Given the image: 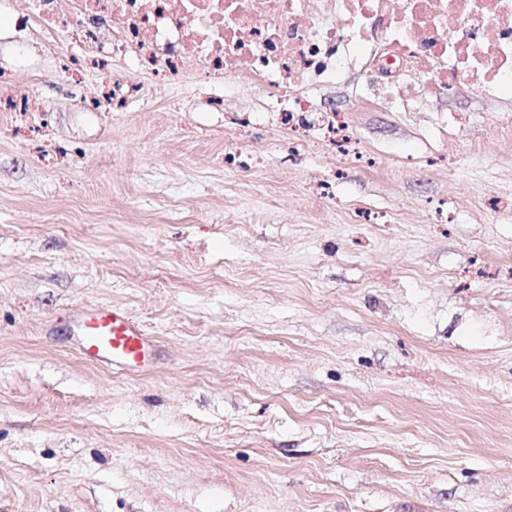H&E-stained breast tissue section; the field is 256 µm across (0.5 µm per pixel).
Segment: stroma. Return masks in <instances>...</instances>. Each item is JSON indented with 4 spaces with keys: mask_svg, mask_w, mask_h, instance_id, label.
Masks as SVG:
<instances>
[{
    "mask_svg": "<svg viewBox=\"0 0 512 512\" xmlns=\"http://www.w3.org/2000/svg\"><path fill=\"white\" fill-rule=\"evenodd\" d=\"M75 49L0 19L35 106L0 112V512H512V96L307 87L364 167L289 148L243 75L212 112L196 71L176 96L118 58L142 95L87 111ZM241 113L249 170L224 162ZM98 303L157 337L150 374L75 354Z\"/></svg>",
    "mask_w": 512,
    "mask_h": 512,
    "instance_id": "stroma-1",
    "label": "stroma"
}]
</instances>
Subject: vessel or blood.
<instances>
[{"label":"vessel or blood","instance_id":"obj_1","mask_svg":"<svg viewBox=\"0 0 512 512\" xmlns=\"http://www.w3.org/2000/svg\"><path fill=\"white\" fill-rule=\"evenodd\" d=\"M80 357L127 376L152 371L155 339L118 304L98 303L85 308L74 331Z\"/></svg>","mask_w":512,"mask_h":512}]
</instances>
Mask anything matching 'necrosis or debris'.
<instances>
[{
    "mask_svg": "<svg viewBox=\"0 0 512 512\" xmlns=\"http://www.w3.org/2000/svg\"><path fill=\"white\" fill-rule=\"evenodd\" d=\"M19 31L67 34L85 67L104 74L101 95L120 108L129 95L109 81L113 57L145 66L162 80L195 68L217 97L224 79L245 75L278 89L270 103L288 132L311 125L300 89L366 72L357 99L391 101L414 112L417 101L394 89L446 92L470 81L490 97L512 91V0H24Z\"/></svg>",
    "mask_w": 512,
    "mask_h": 512,
    "instance_id": "4bbe7bcc",
    "label": "necrosis or debris"
}]
</instances>
